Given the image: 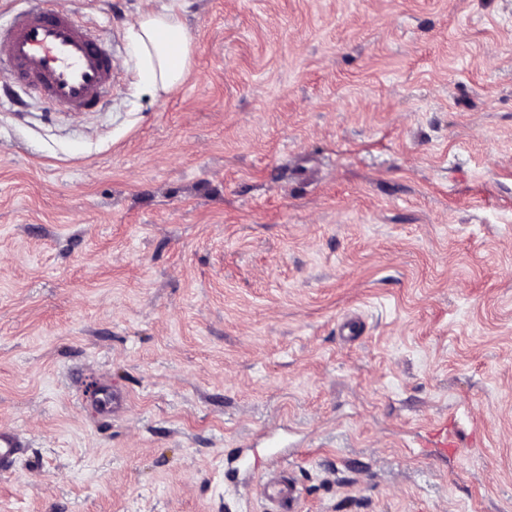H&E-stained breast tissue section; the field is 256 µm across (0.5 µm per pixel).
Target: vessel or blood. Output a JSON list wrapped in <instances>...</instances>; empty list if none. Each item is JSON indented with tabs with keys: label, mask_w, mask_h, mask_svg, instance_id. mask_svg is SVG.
<instances>
[{
	"label": "vessel or blood",
	"mask_w": 512,
	"mask_h": 512,
	"mask_svg": "<svg viewBox=\"0 0 512 512\" xmlns=\"http://www.w3.org/2000/svg\"><path fill=\"white\" fill-rule=\"evenodd\" d=\"M112 56L65 12L43 9L40 0H28L9 26L0 28V77L40 87L73 113L91 112L102 102L112 83ZM425 448L456 447L447 425L435 427L421 441ZM24 441L10 428H0V470L16 462ZM263 494L275 512H290L293 485L281 476L266 474Z\"/></svg>",
	"instance_id": "obj_1"
}]
</instances>
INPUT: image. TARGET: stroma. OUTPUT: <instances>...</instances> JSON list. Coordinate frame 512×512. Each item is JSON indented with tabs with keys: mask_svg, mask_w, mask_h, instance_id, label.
Listing matches in <instances>:
<instances>
[{
	"mask_svg": "<svg viewBox=\"0 0 512 512\" xmlns=\"http://www.w3.org/2000/svg\"><path fill=\"white\" fill-rule=\"evenodd\" d=\"M175 4L169 95L150 0H42L101 111L0 91V512H512V0ZM139 81L156 96L172 92L192 67V38L174 6L140 14L129 24ZM420 445L422 448H442L444 451L458 447L455 435L448 432L447 424L435 427L426 438L421 440ZM24 448V441L19 433L10 428H0V470L11 468ZM263 494L274 507L275 512L292 511L295 498L293 485L281 476L267 473L262 484Z\"/></svg>",
	"mask_w": 512,
	"mask_h": 512,
	"instance_id": "obj_1",
	"label": "stroma"
}]
</instances>
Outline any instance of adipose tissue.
<instances>
[{
    "label": "adipose tissue",
    "mask_w": 512,
    "mask_h": 512,
    "mask_svg": "<svg viewBox=\"0 0 512 512\" xmlns=\"http://www.w3.org/2000/svg\"><path fill=\"white\" fill-rule=\"evenodd\" d=\"M139 57V81L150 93L172 92L192 67V38L174 7L140 14L129 25Z\"/></svg>",
    "instance_id": "1"
}]
</instances>
